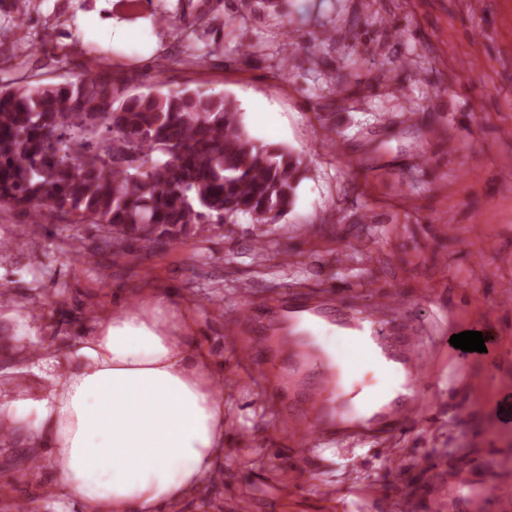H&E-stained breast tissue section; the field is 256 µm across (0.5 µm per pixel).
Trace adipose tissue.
Instances as JSON below:
<instances>
[{"label":"adipose tissue","instance_id":"obj_1","mask_svg":"<svg viewBox=\"0 0 512 512\" xmlns=\"http://www.w3.org/2000/svg\"><path fill=\"white\" fill-rule=\"evenodd\" d=\"M199 333L162 295L99 314L66 356L33 364L49 390L0 401V418L48 448L57 494L85 512H162L224 460L228 407Z\"/></svg>","mask_w":512,"mask_h":512}]
</instances>
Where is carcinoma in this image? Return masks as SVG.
I'll list each match as a JSON object with an SVG mask.
<instances>
[{"label":"carcinoma","instance_id":"1","mask_svg":"<svg viewBox=\"0 0 512 512\" xmlns=\"http://www.w3.org/2000/svg\"><path fill=\"white\" fill-rule=\"evenodd\" d=\"M157 85L133 94L111 70L0 87V209L91 224L121 259L290 211L299 156L255 141L229 98Z\"/></svg>","mask_w":512,"mask_h":512}]
</instances>
